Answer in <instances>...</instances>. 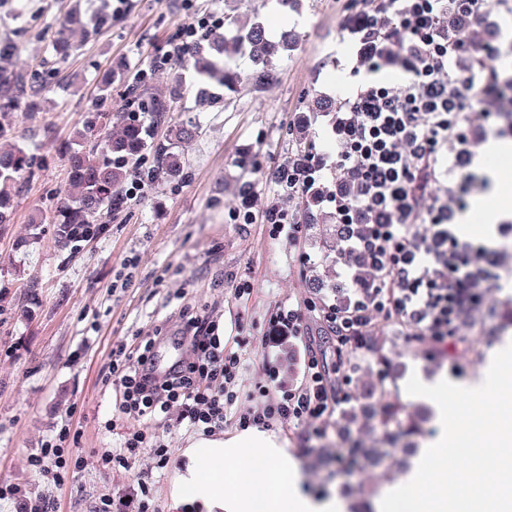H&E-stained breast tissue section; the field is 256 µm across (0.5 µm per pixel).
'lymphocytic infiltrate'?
Returning <instances> with one entry per match:
<instances>
[{"label":"lymphocytic infiltrate","instance_id":"obj_1","mask_svg":"<svg viewBox=\"0 0 512 512\" xmlns=\"http://www.w3.org/2000/svg\"><path fill=\"white\" fill-rule=\"evenodd\" d=\"M384 2L389 37L401 52L369 44L366 34L377 27L376 16L355 18L353 32L361 42L349 66L359 82L343 111L328 119L326 131L336 139L337 174L356 181L358 191L334 193L327 201L344 224L384 213L391 221L347 239L345 251L366 256L379 280L363 287L343 312L327 313L325 321L354 343L374 316L394 317L420 325L445 346L474 301L475 283L488 276L480 251L453 231L467 187L448 175L470 165V141L482 135L492 117L487 107L479 109L475 121L464 116L475 90L488 89L494 77L492 70L463 63V54L472 50L464 24L474 20L493 34L498 14L487 9L486 0ZM383 65L398 67L404 79L378 81L375 74ZM419 223L425 226L423 234L412 233V225ZM182 340L189 355L165 376L156 372L154 350L161 338L154 335L140 337L133 350L113 352L110 377L122 395V409L146 426L170 419L175 426L208 435L223 427L237 401L232 386L246 365L242 349L248 341L239 338L237 351H229L217 324L188 313ZM304 373L302 387L282 391L261 413L241 415V422L277 418L321 433L339 398L316 351H307ZM146 426L125 433L118 448L103 452L99 467L131 469L149 441ZM76 442L70 426H61L30 455L29 464L64 483L85 464L73 452Z\"/></svg>","mask_w":512,"mask_h":512}]
</instances>
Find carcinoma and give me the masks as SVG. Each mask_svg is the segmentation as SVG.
Listing matches in <instances>:
<instances>
[{
  "mask_svg": "<svg viewBox=\"0 0 512 512\" xmlns=\"http://www.w3.org/2000/svg\"><path fill=\"white\" fill-rule=\"evenodd\" d=\"M298 35L284 31L279 38L269 36L266 26L257 21L248 27H240L231 16L224 17V29H211L201 40L187 49L172 51V57H164L168 62L172 84L178 86L185 79V72L197 83L200 100L218 105L228 96L238 92L242 83L240 73L224 65V53L233 48L238 54L248 57L259 70L253 75L257 84L265 85L277 79L278 60L297 45ZM42 86L30 84L25 76L13 68L9 57L0 54V109H12L18 105L34 112L41 107ZM342 109V103L333 97L315 96L310 111L332 117ZM169 103L151 91L146 78L141 77L126 89L125 107L116 112L115 123L119 125L117 134L105 132L98 124L99 115L90 113L83 129L75 132L74 146L67 155L69 184L61 198L52 224L61 243L68 242L61 229L78 224H92L102 216L118 211L126 204L125 185L131 173L146 155H151L157 171L168 176H178L183 172L185 159L178 146L199 138L200 127L193 123L170 122ZM149 116L152 124L164 125L167 129L166 141L155 143L152 133L138 114ZM295 157L279 167L274 179L286 192L292 202L298 194L291 189L296 172L291 167L302 164L314 153L313 143L308 134L295 132ZM35 164V156L23 147L0 153V227L10 223L12 198L22 191L23 183ZM312 224L319 226L324 239L329 241L330 250L348 265L357 268L358 279H363L367 263L362 255H348L342 252L344 239L362 230L360 224H340L336 213H309ZM308 288L312 294L315 311L322 314L330 309H341L348 305L351 296L340 287L327 281V276L311 268L306 275ZM384 341V326L374 324L363 336L362 344L373 349L377 362L386 365L380 351ZM329 347L336 353V377L353 383L349 396L358 399H372L375 402L373 417L377 419L373 429L382 436V443L395 448L401 440L420 432L417 419L405 415L404 427L393 430L391 423L402 412L403 406L386 388L384 382L373 386L355 384L359 371L358 361L348 350L344 339L333 336L328 340ZM385 451L381 448H367L353 441L345 449L343 459L346 470L353 472L361 464L379 463Z\"/></svg>",
  "mask_w": 512,
  "mask_h": 512,
  "instance_id": "cac0c4a2",
  "label": "carcinoma"
}]
</instances>
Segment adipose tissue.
Masks as SVG:
<instances>
[{
	"mask_svg": "<svg viewBox=\"0 0 512 512\" xmlns=\"http://www.w3.org/2000/svg\"><path fill=\"white\" fill-rule=\"evenodd\" d=\"M185 454L188 462L171 496L190 499L198 512H345L340 499L300 492L298 469L274 434L201 435Z\"/></svg>",
	"mask_w": 512,
	"mask_h": 512,
	"instance_id": "ef3b65f1",
	"label": "adipose tissue"
}]
</instances>
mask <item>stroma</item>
Segmentation results:
<instances>
[{
	"mask_svg": "<svg viewBox=\"0 0 512 512\" xmlns=\"http://www.w3.org/2000/svg\"><path fill=\"white\" fill-rule=\"evenodd\" d=\"M194 4L202 14H232L243 26L263 21L274 36L296 31L298 44L278 61L276 81L254 84V64L229 51V64L248 81L228 107H203L196 93L171 89L155 62L188 21L184 0H129L122 15L105 16L95 27L68 28L75 49L63 63L52 51L54 36L66 28L71 9L87 20L102 0H0V45L14 49L16 70L47 83L41 110L20 106L0 118L5 127L0 151L25 146L37 158L14 199L11 223L0 228V482L24 486L53 502L56 512H92L101 494L132 488L144 476L151 483L155 512H173L169 492L186 462L192 432L154 424L158 440L170 450L164 471H156L148 448L129 471H104L96 464L99 451L140 426L134 416L120 413L115 390L104 383L113 350L134 348L138 337L158 327L179 332L186 311L228 329L244 324L250 361L234 385L236 412L223 428L229 436L239 432L240 415L269 403L262 386L302 385L303 348L320 347L326 331L312 312L306 343L268 338L279 306L310 302L307 267L325 264L328 253L305 236L296 245L274 237L260 215L277 198L273 172L292 148L295 124H307L317 155L335 150L321 137L323 118L307 112L306 96L316 91L340 100L355 83L340 61L353 49L347 23L363 13L362 0H301L296 11L284 9L279 0ZM143 73L173 101V121H192L202 129L197 140L179 148L186 160L184 176L150 183L143 197L129 200L123 211L107 218L103 234L80 248L58 243L53 225L32 228L31 213L52 212L68 186L65 154L73 132L84 127L88 113L120 110L127 82ZM248 183L255 191V218L249 224L235 213ZM132 256L137 267L131 284L114 288ZM494 271L499 284L483 289L487 302L464 330L466 347L453 356L409 340L405 323L396 320L387 321L382 348L390 378H383L366 347L354 351L360 381H385L407 412L425 414L423 432L414 438L417 447H424L438 426L431 400L408 395L406 383L413 375L452 382L482 377L490 351L500 344L492 331L512 309V250L499 255ZM243 281L249 282L250 294L240 300L235 289ZM105 419L114 421L112 432L102 430ZM66 423L77 430V449L89 464L57 484L36 474L29 456ZM268 428L296 463L299 489L307 496L342 498L351 483L356 501L375 512L386 486L400 473L397 450L380 467L351 476L318 467L319 455L343 445L335 425L320 437L277 419Z\"/></svg>",
	"mask_w": 512,
	"mask_h": 512,
	"instance_id": "35a3bbf8",
	"label": "stroma"
}]
</instances>
